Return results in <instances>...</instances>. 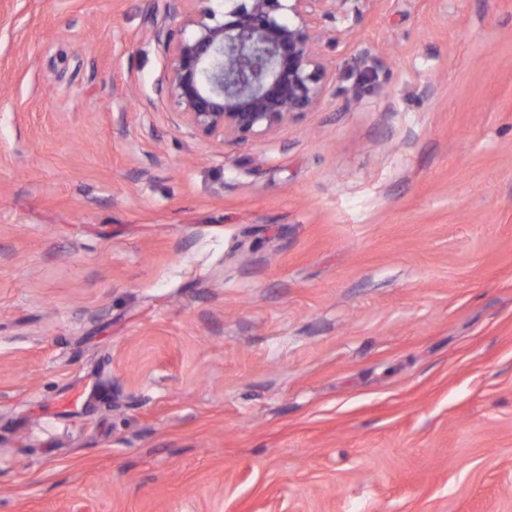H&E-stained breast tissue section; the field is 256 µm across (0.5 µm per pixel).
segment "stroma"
Returning a JSON list of instances; mask_svg holds the SVG:
<instances>
[{"instance_id":"stroma-1","label":"stroma","mask_w":512,"mask_h":512,"mask_svg":"<svg viewBox=\"0 0 512 512\" xmlns=\"http://www.w3.org/2000/svg\"><path fill=\"white\" fill-rule=\"evenodd\" d=\"M165 4L0 0V512H512V0H351L246 142Z\"/></svg>"}]
</instances>
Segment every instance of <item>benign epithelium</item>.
<instances>
[{
    "instance_id": "7a95c632",
    "label": "benign epithelium",
    "mask_w": 512,
    "mask_h": 512,
    "mask_svg": "<svg viewBox=\"0 0 512 512\" xmlns=\"http://www.w3.org/2000/svg\"><path fill=\"white\" fill-rule=\"evenodd\" d=\"M180 35L152 32L167 60L164 93L202 138L247 141L316 109L330 75L316 28L350 0H176Z\"/></svg>"
}]
</instances>
